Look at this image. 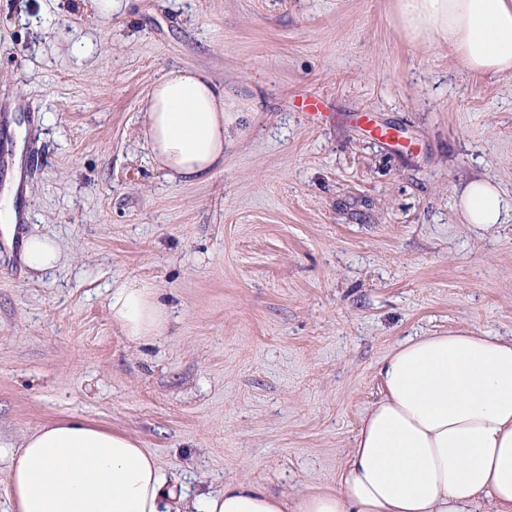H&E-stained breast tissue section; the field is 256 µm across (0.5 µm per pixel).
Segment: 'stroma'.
Here are the masks:
<instances>
[{
  "mask_svg": "<svg viewBox=\"0 0 512 512\" xmlns=\"http://www.w3.org/2000/svg\"><path fill=\"white\" fill-rule=\"evenodd\" d=\"M392 7L0 0V195L17 235L61 247L38 273L0 240V512L14 447L67 417L139 439L192 495L334 484L400 343L512 338V223L457 207L476 178L512 199V75L411 47ZM174 68L239 109L203 180L151 158L148 93ZM141 281L169 325L134 345L107 296Z\"/></svg>",
  "mask_w": 512,
  "mask_h": 512,
  "instance_id": "1",
  "label": "stroma"
}]
</instances>
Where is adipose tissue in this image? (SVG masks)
I'll use <instances>...</instances> for the list:
<instances>
[{
    "mask_svg": "<svg viewBox=\"0 0 512 512\" xmlns=\"http://www.w3.org/2000/svg\"><path fill=\"white\" fill-rule=\"evenodd\" d=\"M397 32L409 43H440L469 73L512 74V0H395ZM154 163L170 176L208 177L224 160L222 90L193 69L154 83L146 112ZM459 206L470 224L512 217V203L484 179L467 184ZM61 249L36 233L20 260L42 272ZM107 309L125 336L162 335L168 306L160 289L124 284ZM380 398L365 413L331 487L275 493L230 480L195 498L163 476L139 442L78 418L24 436L8 475L16 512H512V339L481 331L417 336L378 368Z\"/></svg>",
    "mask_w": 512,
    "mask_h": 512,
    "instance_id": "ef3b65f1",
    "label": "adipose tissue"
}]
</instances>
